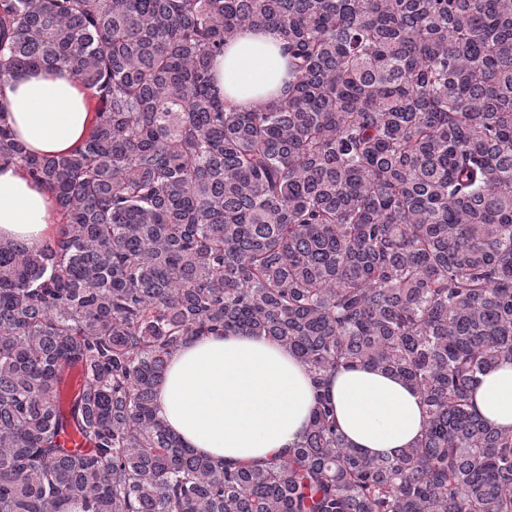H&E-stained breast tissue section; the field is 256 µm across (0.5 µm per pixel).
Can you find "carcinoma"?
I'll use <instances>...</instances> for the list:
<instances>
[{
	"label": "carcinoma",
	"mask_w": 512,
	"mask_h": 512,
	"mask_svg": "<svg viewBox=\"0 0 512 512\" xmlns=\"http://www.w3.org/2000/svg\"><path fill=\"white\" fill-rule=\"evenodd\" d=\"M269 27L288 94L238 108L212 62ZM62 66L94 102L71 152L0 107V164L64 220L0 243V512H512V431L472 403L512 361V0H0V87ZM219 330L319 390L382 367L424 431L366 456L324 397L284 458L199 455L155 389Z\"/></svg>",
	"instance_id": "cac0c4a2"
}]
</instances>
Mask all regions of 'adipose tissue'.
Wrapping results in <instances>:
<instances>
[{"instance_id":"obj_1","label":"adipose tissue","mask_w":512,"mask_h":512,"mask_svg":"<svg viewBox=\"0 0 512 512\" xmlns=\"http://www.w3.org/2000/svg\"><path fill=\"white\" fill-rule=\"evenodd\" d=\"M218 87L250 108L285 95L288 64L272 29L240 32L214 62ZM9 126L28 151L65 154L87 136L89 99L66 69H32L0 89ZM54 198L25 171L0 167V242L53 239ZM328 395L347 441L368 456L395 457L419 439L422 400L384 369L354 366L334 372L317 391L306 365L263 336L210 333L169 359L156 389L158 417L194 452L234 463L263 464L286 456L301 440L321 395ZM476 412L512 431V364L482 375Z\"/></svg>"}]
</instances>
